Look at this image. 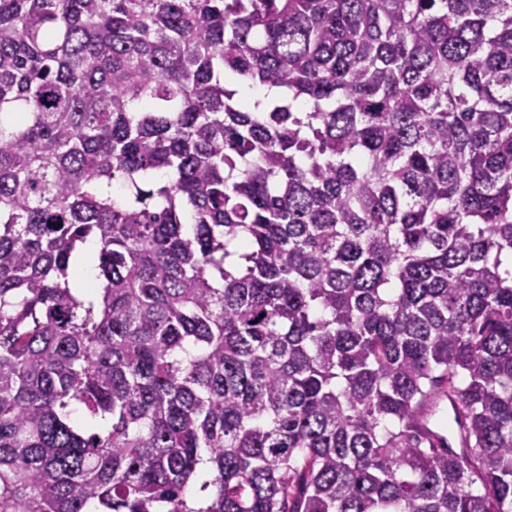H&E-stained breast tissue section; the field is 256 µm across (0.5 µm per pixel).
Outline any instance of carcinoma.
<instances>
[{
	"mask_svg": "<svg viewBox=\"0 0 512 512\" xmlns=\"http://www.w3.org/2000/svg\"><path fill=\"white\" fill-rule=\"evenodd\" d=\"M0 512H512V0H0Z\"/></svg>",
	"mask_w": 512,
	"mask_h": 512,
	"instance_id": "carcinoma-1",
	"label": "carcinoma"
}]
</instances>
